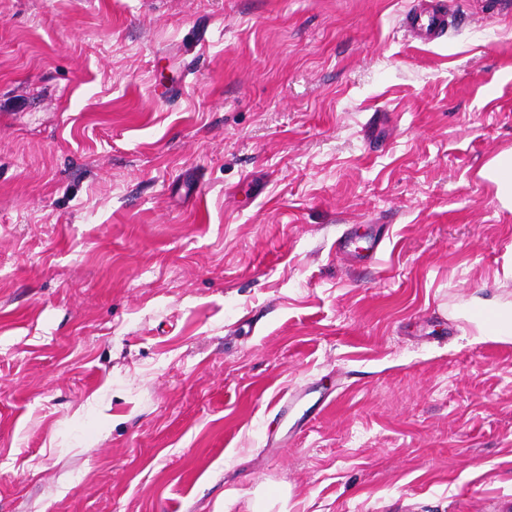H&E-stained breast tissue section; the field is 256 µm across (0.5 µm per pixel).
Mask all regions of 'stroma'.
Instances as JSON below:
<instances>
[{
	"mask_svg": "<svg viewBox=\"0 0 512 512\" xmlns=\"http://www.w3.org/2000/svg\"><path fill=\"white\" fill-rule=\"evenodd\" d=\"M416 2L0 0V512H512V0ZM408 15L405 28L413 39L433 41L448 27V11L440 9L438 4L429 5ZM497 187V196L503 208L512 210V154L495 157L482 172ZM475 301L482 308L492 310L496 317L493 326H487L481 321L475 323L477 338L483 336L512 338V301H502L499 297H477Z\"/></svg>",
	"mask_w": 512,
	"mask_h": 512,
	"instance_id": "obj_1",
	"label": "stroma"
}]
</instances>
